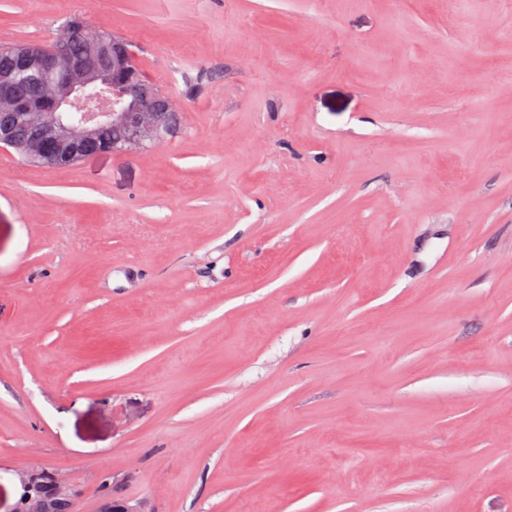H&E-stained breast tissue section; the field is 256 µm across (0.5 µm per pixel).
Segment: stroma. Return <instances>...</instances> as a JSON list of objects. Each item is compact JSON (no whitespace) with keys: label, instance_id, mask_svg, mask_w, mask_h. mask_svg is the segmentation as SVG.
Instances as JSON below:
<instances>
[{"label":"stroma","instance_id":"1","mask_svg":"<svg viewBox=\"0 0 512 512\" xmlns=\"http://www.w3.org/2000/svg\"><path fill=\"white\" fill-rule=\"evenodd\" d=\"M139 48L163 142L0 149V512H512V6L0 0Z\"/></svg>","mask_w":512,"mask_h":512}]
</instances>
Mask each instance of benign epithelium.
I'll use <instances>...</instances> for the list:
<instances>
[{
    "label": "benign epithelium",
    "instance_id": "benign-epithelium-1",
    "mask_svg": "<svg viewBox=\"0 0 512 512\" xmlns=\"http://www.w3.org/2000/svg\"><path fill=\"white\" fill-rule=\"evenodd\" d=\"M78 34L88 39L95 54L112 58V63L95 66L69 53L67 42ZM129 44L123 37L77 23L57 37L52 49L34 44L15 47L18 71L46 76L47 91L39 99L24 100L15 90L18 71L0 73V112L11 114L28 131L18 145L11 128L1 127L0 147L17 146L36 163L65 167L85 156L95 126L103 121L125 127L126 137L119 145L95 149L97 154H122L161 141L176 121V109L161 89L146 88L130 60ZM49 492L75 506L76 492L62 474H49Z\"/></svg>",
    "mask_w": 512,
    "mask_h": 512
}]
</instances>
